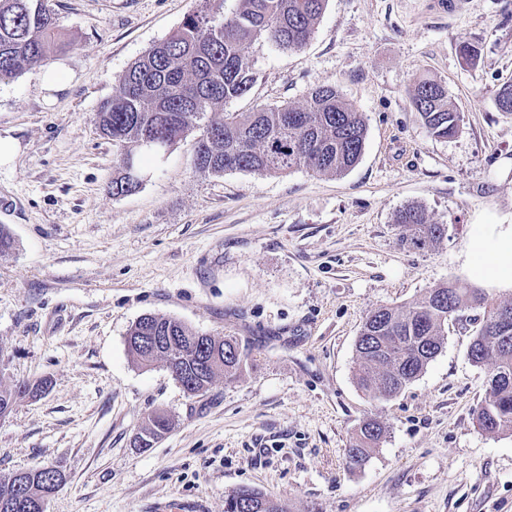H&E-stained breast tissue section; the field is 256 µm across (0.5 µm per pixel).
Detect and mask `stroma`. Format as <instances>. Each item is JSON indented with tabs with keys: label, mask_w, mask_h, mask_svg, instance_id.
<instances>
[{
	"label": "stroma",
	"mask_w": 512,
	"mask_h": 512,
	"mask_svg": "<svg viewBox=\"0 0 512 512\" xmlns=\"http://www.w3.org/2000/svg\"><path fill=\"white\" fill-rule=\"evenodd\" d=\"M72 43L0 83V136L21 151L0 166V387L48 379L0 418V474L55 467L45 512H151L182 501L224 512L260 490L290 512H512V433L474 412L487 369L468 350L480 310L450 320L442 351L397 396L354 379L366 316L470 282L476 219L512 222V0H327L313 37L284 50L255 40L253 83L228 112L302 106L333 84L365 116L358 163L339 176L200 173L194 136L112 194L120 152L97 124L129 66L169 37L199 0H48ZM478 47L465 61L460 42ZM54 68L59 88L42 85ZM436 80L461 114L432 137L410 103ZM421 206L448 232L418 249L395 219ZM146 314L246 351L236 380L187 395L165 361L137 364L127 333ZM168 433L135 438L150 415ZM369 417L387 433L359 466L347 448Z\"/></svg>",
	"instance_id": "35a3bbf8"
}]
</instances>
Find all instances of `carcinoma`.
I'll return each mask as SVG.
<instances>
[{"label": "carcinoma", "mask_w": 512, "mask_h": 512, "mask_svg": "<svg viewBox=\"0 0 512 512\" xmlns=\"http://www.w3.org/2000/svg\"><path fill=\"white\" fill-rule=\"evenodd\" d=\"M230 16L220 13L224 0H203L204 10L189 15L168 38L154 44L122 76L119 87L97 109L101 133L121 151L112 177V194L138 190L147 174L146 163L163 160L176 144L199 129L194 144L195 168L218 175L242 170L276 175L306 167L316 173L340 175L360 159L367 125L358 109L336 86L317 85L301 107L273 106L257 112H226L224 103L244 96L253 76L247 58L251 43L265 37L278 46L298 49L314 32L327 0H239ZM71 47L61 40L53 11L46 0H0V83L18 77L25 67L47 60L55 50ZM411 102L431 136L456 134L460 113L439 82L420 78ZM396 223L410 243L420 249L436 245L447 228L429 220L425 211L408 206ZM481 310L483 322L471 343L473 363L488 367V389L475 411L479 427L492 433L512 432V326L495 329L500 311L512 312L489 293L457 282L430 289L418 303L403 309L381 306L365 319L356 341L354 378L373 397H391L417 378L441 351L448 311ZM507 338H502V335ZM141 336H164L156 356H147ZM166 317L144 315L129 331V351L143 366L162 359L175 380L190 395L203 391L219 373L234 378L245 354L232 336L205 337ZM0 390V408L46 386ZM170 429L168 419L155 415L139 434L151 438ZM386 433L385 424L369 418L359 426L347 463L363 464ZM20 477L0 476V512H31L30 505L63 484L51 468L19 471ZM224 512H288L254 488L242 487L224 499Z\"/></svg>", "instance_id": "carcinoma-1"}]
</instances>
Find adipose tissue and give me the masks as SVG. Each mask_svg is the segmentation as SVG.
Listing matches in <instances>:
<instances>
[{
	"label": "adipose tissue",
	"mask_w": 512,
	"mask_h": 512,
	"mask_svg": "<svg viewBox=\"0 0 512 512\" xmlns=\"http://www.w3.org/2000/svg\"><path fill=\"white\" fill-rule=\"evenodd\" d=\"M473 274L486 281H512V223L475 224L469 247Z\"/></svg>",
	"instance_id": "adipose-tissue-1"
}]
</instances>
